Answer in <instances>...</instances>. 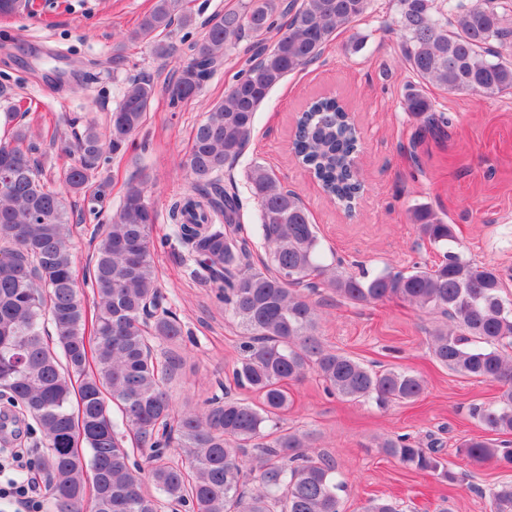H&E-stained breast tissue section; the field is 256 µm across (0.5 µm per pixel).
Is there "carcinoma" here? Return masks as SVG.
Returning <instances> with one entry per match:
<instances>
[{
  "mask_svg": "<svg viewBox=\"0 0 512 512\" xmlns=\"http://www.w3.org/2000/svg\"><path fill=\"white\" fill-rule=\"evenodd\" d=\"M369 0H246L211 23L189 46L190 59L167 92L174 105L195 97L224 56L247 39L254 60L233 79L224 101L195 127L184 161L192 183L167 204L196 275L218 286L224 310L246 336L235 368L239 385L259 403L217 394L176 412L165 385L176 356L160 360L154 343L183 335L158 284L151 241L158 212L145 183L130 186L115 213L97 228L89 280L94 301L86 307L75 276L65 194H81L100 167L135 147L154 82L131 78L108 119L72 130L65 145L74 155L49 183L34 158L30 128L16 126L0 139V441H26L46 452L40 465L48 479L52 512H157L152 485L188 512H342L343 483L325 453L308 452L307 434L280 426L288 411L285 381L316 373L328 392L384 408L417 400L424 380L395 367L373 369L327 348L318 335L319 313L308 293L329 289L352 305L399 300L448 323L427 336L434 360L466 378L496 382V399L474 410L483 429L512 435V299L506 275L455 251L453 225L432 207H413L419 238L443 260L408 273L338 275L322 264V245L299 196L285 189L264 165L253 163L246 185L259 213L258 231L267 259L250 262L243 235V200L224 173L244 154L256 114L288 74L315 62L337 31L367 9ZM402 59L416 76L403 109L423 131L443 132L423 87L496 97L512 92V26L498 0H397ZM290 15L286 31L271 36L274 16ZM196 21L186 0H154L129 33L153 53L170 57V28ZM359 150L356 125L336 98L320 96L296 122L293 151L325 192L350 211L363 191L350 166ZM56 335L45 339V324ZM133 434L125 446L120 426ZM381 452L404 468L428 472L454 485L438 448H421L408 436L385 438ZM146 455V467L132 460ZM475 466L512 465V445L481 437L459 446ZM490 512H512V481L490 491ZM365 512H402L393 498L372 497Z\"/></svg>",
  "mask_w": 512,
  "mask_h": 512,
  "instance_id": "carcinoma-1",
  "label": "carcinoma"
}]
</instances>
